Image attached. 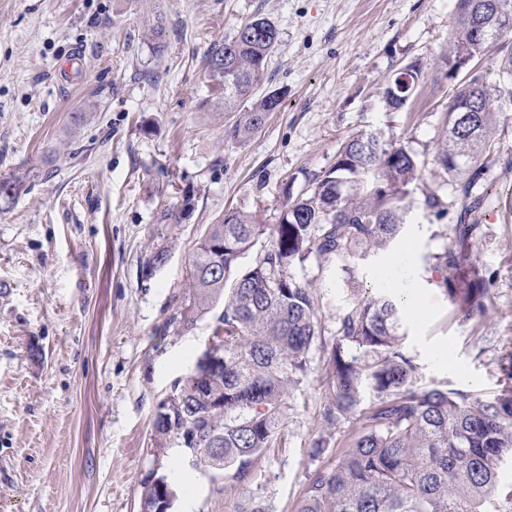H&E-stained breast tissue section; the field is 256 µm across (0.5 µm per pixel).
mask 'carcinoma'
<instances>
[{
    "instance_id": "cac0c4a2",
    "label": "carcinoma",
    "mask_w": 512,
    "mask_h": 512,
    "mask_svg": "<svg viewBox=\"0 0 512 512\" xmlns=\"http://www.w3.org/2000/svg\"><path fill=\"white\" fill-rule=\"evenodd\" d=\"M488 0H456L444 62L449 77L464 73L453 102L474 112H448L444 139L434 155L443 186L461 190L463 199L453 244L433 255L440 286L466 317L487 310V279L470 256L485 196L473 187L495 163L496 132L512 107V28L499 30L482 44L473 40L468 21H485ZM148 46L159 55L163 17L145 21ZM279 32L266 18L242 24L234 36L215 44L208 67L224 111L233 113L230 138L244 142L264 125L285 92L261 97L268 60ZM495 60L498 80L483 68L459 69V57ZM397 78L387 82L385 106L401 105ZM25 173L0 180V207L17 196ZM423 182L415 153L383 142L373 134L350 137L335 162L297 195L283 191L279 223H255L249 212L230 209L209 225L192 256L189 303L172 317L185 329L210 313L219 301L206 354L213 364L194 363L159 401L153 419V455H174L212 477L245 481L271 448L282 444L281 424L291 387L307 367L308 353L322 336L317 295L289 273L311 258L347 262L393 247L407 223V192ZM426 208L438 218L454 199L432 190ZM269 245L246 267L240 259L263 236ZM167 260L151 253L142 273ZM348 305L336 317L327 389L334 409L326 420L337 425L371 387L377 402L363 413V431L335 465L311 479L296 512H485L498 499L512 501V483L500 472L512 457V354L502 357V388L492 399L457 390L418 386L419 367L403 346V309L391 297L350 289ZM177 493L158 470L142 480L140 512H172Z\"/></svg>"
}]
</instances>
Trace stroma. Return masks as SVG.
Returning a JSON list of instances; mask_svg holds the SVG:
<instances>
[{
  "instance_id": "stroma-1",
  "label": "stroma",
  "mask_w": 512,
  "mask_h": 512,
  "mask_svg": "<svg viewBox=\"0 0 512 512\" xmlns=\"http://www.w3.org/2000/svg\"><path fill=\"white\" fill-rule=\"evenodd\" d=\"M453 0H0V179L34 169L0 210V512H139L152 469L154 411L209 342L210 317L189 329L171 321L187 304L189 266L208 225L229 209L277 223L283 189L300 190L327 170L352 135L375 133L416 153L436 187L433 156L457 88L443 56ZM165 16L163 55L150 52L144 20ZM280 32L260 92L286 89L250 140L227 137L207 55L253 17ZM78 81L56 70L73 51ZM424 81L405 109L382 102L385 82L409 64ZM82 122H74L76 113ZM487 176L512 192V115L496 134ZM194 208L182 212L185 194ZM410 222L392 249L352 262L295 264L315 288L324 326L288 398L282 433L252 480H222L161 462L175 485L174 512H237L261 500L295 512L311 476L335 465L375 402L338 426L323 412L336 317L354 275L384 292L381 276L403 253L419 267L422 315L404 313L403 344L420 384L487 399L500 389L499 362L512 351V210L491 208L472 243L488 280L487 311L464 319L439 286L432 257L451 243V217L406 199ZM169 221H161L162 213ZM168 259L152 276L141 264L156 247ZM323 454L311 455L318 440Z\"/></svg>"
}]
</instances>
